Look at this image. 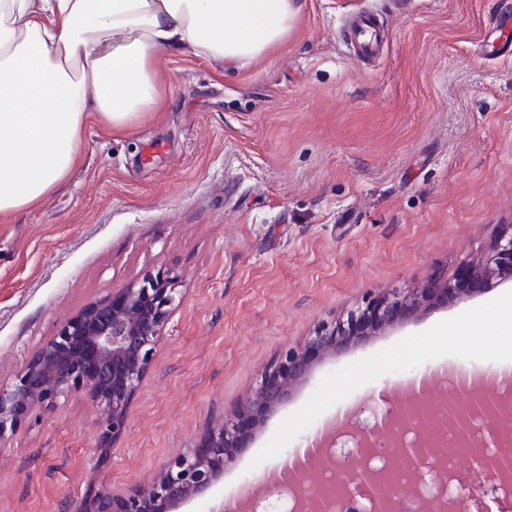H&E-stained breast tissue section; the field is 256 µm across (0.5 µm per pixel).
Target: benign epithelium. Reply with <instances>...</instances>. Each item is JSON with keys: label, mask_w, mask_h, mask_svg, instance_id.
Returning a JSON list of instances; mask_svg holds the SVG:
<instances>
[{"label": "benign epithelium", "mask_w": 512, "mask_h": 512, "mask_svg": "<svg viewBox=\"0 0 512 512\" xmlns=\"http://www.w3.org/2000/svg\"><path fill=\"white\" fill-rule=\"evenodd\" d=\"M511 278L512 225L507 224L490 242L481 261L455 278H433L418 288L387 291L364 308L319 324L304 344L288 348L266 368L235 410L206 428L186 451L170 458L151 482L123 495L103 487L87 498L78 512H184L194 499L223 481L224 470L234 465L246 447L248 428L264 423L287 402L317 359L364 343L440 301L463 300ZM175 279L170 271L148 273L138 282L112 289L60 324L11 382L0 383V437L15 431L35 409L50 408L72 393L88 395L102 409L104 433L119 436L178 299ZM488 410L491 422L480 435L485 453L463 478L439 466L448 449L433 448L429 441L406 438L395 453L418 472L419 483L431 481L451 503H464V498L454 493L464 479L486 481L491 491L477 508L488 512L486 501L492 499L502 512L506 499L512 497L507 485L512 455L498 449L501 433L496 422L512 413L494 404ZM448 424L459 431L468 427V410L458 408L455 399L448 400ZM392 425L389 411L382 410L361 447L339 449L346 490L377 485V473L366 449L378 444L381 433Z\"/></svg>", "instance_id": "1"}]
</instances>
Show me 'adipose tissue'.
Returning a JSON list of instances; mask_svg holds the SVG:
<instances>
[{
	"mask_svg": "<svg viewBox=\"0 0 512 512\" xmlns=\"http://www.w3.org/2000/svg\"><path fill=\"white\" fill-rule=\"evenodd\" d=\"M299 0H0V216L79 163L86 126L162 111L158 49L234 68L282 44Z\"/></svg>",
	"mask_w": 512,
	"mask_h": 512,
	"instance_id": "ef3b65f1",
	"label": "adipose tissue"
}]
</instances>
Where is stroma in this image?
<instances>
[{
	"label": "stroma",
	"mask_w": 512,
	"mask_h": 512,
	"mask_svg": "<svg viewBox=\"0 0 512 512\" xmlns=\"http://www.w3.org/2000/svg\"><path fill=\"white\" fill-rule=\"evenodd\" d=\"M301 4L286 43L231 70L160 51L164 111L90 125L70 178L0 218V382L112 289L170 270L179 295L120 436L73 393L0 437V512H78L146 484L320 322L454 277L512 224V58L478 51L503 0ZM364 9L385 35L372 62L343 37ZM439 361L512 363V281L317 361L190 512H224L337 409L397 399Z\"/></svg>",
	"instance_id": "1"
}]
</instances>
